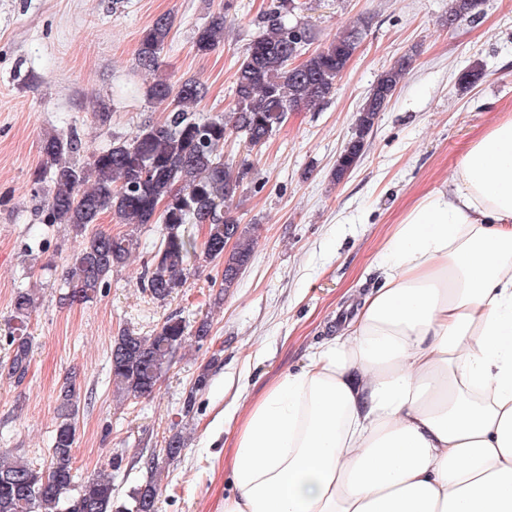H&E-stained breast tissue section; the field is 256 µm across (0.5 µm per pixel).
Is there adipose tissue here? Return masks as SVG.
I'll use <instances>...</instances> for the list:
<instances>
[{
	"label": "adipose tissue",
	"mask_w": 512,
	"mask_h": 512,
	"mask_svg": "<svg viewBox=\"0 0 512 512\" xmlns=\"http://www.w3.org/2000/svg\"><path fill=\"white\" fill-rule=\"evenodd\" d=\"M377 266L346 327L250 404L223 512H512V117Z\"/></svg>",
	"instance_id": "obj_1"
}]
</instances>
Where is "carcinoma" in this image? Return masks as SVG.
Segmentation results:
<instances>
[{"instance_id": "obj_1", "label": "carcinoma", "mask_w": 512, "mask_h": 512, "mask_svg": "<svg viewBox=\"0 0 512 512\" xmlns=\"http://www.w3.org/2000/svg\"><path fill=\"white\" fill-rule=\"evenodd\" d=\"M480 0H450L448 25L473 19ZM230 0H223L218 13L194 31L193 43L200 55L224 42ZM300 5L296 0H277L259 21L262 32L251 41L234 72V102L229 112L203 117L190 111L205 93L195 78L174 83L161 71V54L168 44L173 20L159 16L139 39L138 66L153 80L146 95L165 106L162 123H145L130 138L86 160L72 136L46 134L40 145L41 163L31 172L30 182L43 194L42 213L47 224H66L82 234L100 215L110 213L116 224L130 231L94 232L85 237L63 275L61 300L73 305L90 302L107 286L112 270L125 264L140 247L135 231L147 224L160 225V239L153 246L140 280L141 288L164 301L183 287L193 265L202 255L207 261L223 260L219 288L229 292L249 264L257 242V226L242 225L234 199L247 177L246 164L224 161V140L236 135L250 148L265 144L281 127L292 107L311 110L336 90L361 42L356 30L369 27L364 19L346 27L325 47L308 54L295 68L289 67L292 41L288 26ZM412 66L402 56L379 75L359 107L352 134L338 159L332 179L338 183L364 154L366 137L374 128L396 89ZM207 224L202 251L186 235L185 225ZM234 241L224 251V242ZM35 294L19 291L13 300L9 336L11 355L8 374L21 380L29 369L31 341L27 319L35 307ZM186 326L176 315L165 319L153 335L142 336L124 328L112 342L110 353L114 391L125 399L150 395L171 367L173 354L184 340ZM208 369L196 377L185 400V411L195 404L196 393L205 388ZM77 393L73 384L61 391L57 421L49 452V464L36 468L12 456H0V512H113L112 474L105 470L80 487L73 484ZM157 488L153 481L137 488L130 507L123 512H156Z\"/></svg>"}]
</instances>
